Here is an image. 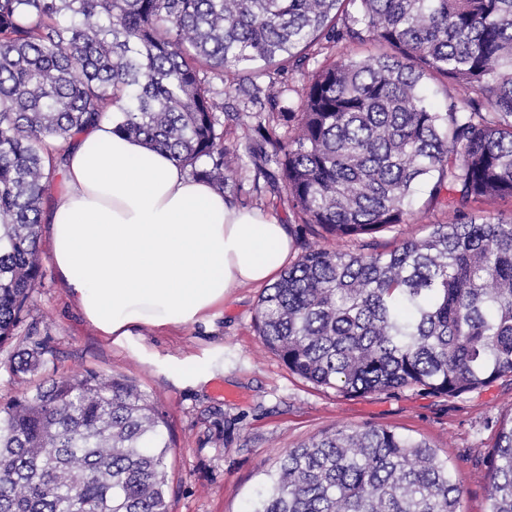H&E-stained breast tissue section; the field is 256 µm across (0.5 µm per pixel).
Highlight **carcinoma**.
<instances>
[{
	"instance_id": "obj_1",
	"label": "carcinoma",
	"mask_w": 512,
	"mask_h": 512,
	"mask_svg": "<svg viewBox=\"0 0 512 512\" xmlns=\"http://www.w3.org/2000/svg\"><path fill=\"white\" fill-rule=\"evenodd\" d=\"M381 52L320 66L299 106L237 112L288 128L265 166L302 223L356 250L308 246L264 291L255 319L288 370L344 394L418 388L458 396L512 374V217L470 212L512 198V0H0V346L43 272L41 204L65 171L57 144L112 113L113 132L167 151L227 189L224 95L341 41ZM248 76L230 82L224 73ZM440 77L470 97L436 111ZM453 213L392 250L373 235ZM18 352L20 377L48 363ZM155 402L89 370L0 407V512H167L171 444ZM489 512H512V419L486 461ZM448 459L387 427L325 431L280 455L250 512H460ZM415 215L407 224H400L377 234L375 246L380 251L390 250L396 242L413 234L422 233V224L445 223L449 219L448 211L445 209L433 208L428 204V193L422 191L414 206ZM427 211V218L420 219L423 212Z\"/></svg>"
}]
</instances>
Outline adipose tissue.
Returning <instances> with one entry per match:
<instances>
[{
  "label": "adipose tissue",
  "mask_w": 512,
  "mask_h": 512,
  "mask_svg": "<svg viewBox=\"0 0 512 512\" xmlns=\"http://www.w3.org/2000/svg\"><path fill=\"white\" fill-rule=\"evenodd\" d=\"M112 129L107 116L67 144L48 217L57 275L102 335L203 323L230 289L275 281L293 250L286 225L235 210L167 152Z\"/></svg>",
  "instance_id": "obj_1"
}]
</instances>
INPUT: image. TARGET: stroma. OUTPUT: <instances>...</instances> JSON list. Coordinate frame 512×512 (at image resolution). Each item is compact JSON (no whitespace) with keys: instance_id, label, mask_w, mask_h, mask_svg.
Masks as SVG:
<instances>
[{"instance_id":"obj_1","label":"stroma","mask_w":512,"mask_h":512,"mask_svg":"<svg viewBox=\"0 0 512 512\" xmlns=\"http://www.w3.org/2000/svg\"><path fill=\"white\" fill-rule=\"evenodd\" d=\"M375 52L371 43L344 41L303 68L262 77L260 84L287 91L295 100L319 66ZM248 137L245 127L225 120V144L244 150L238 174L242 188L232 194V207L258 209L287 225L296 253L318 241L332 250L344 248V241L320 237L318 228L299 223L281 180L256 179V159L246 151ZM414 211L409 223L377 234L378 250L421 233L423 223L449 219L447 210L429 206L424 192ZM41 263L43 276L31 293L19 333L0 347V403L19 389L5 363L17 350L37 345L52 354L38 381L88 370L133 381L168 421V512H248L279 454L325 430L366 424L426 440L455 471L461 512H489L483 461L501 422L512 418V375L455 397L416 388L346 395L314 385L291 373L263 346L254 319L264 289L255 285L231 289L207 323L165 329L143 325L135 328L131 341L119 344L84 319L49 255H42ZM189 359L212 367L215 376L207 385H193L182 367Z\"/></svg>"}]
</instances>
